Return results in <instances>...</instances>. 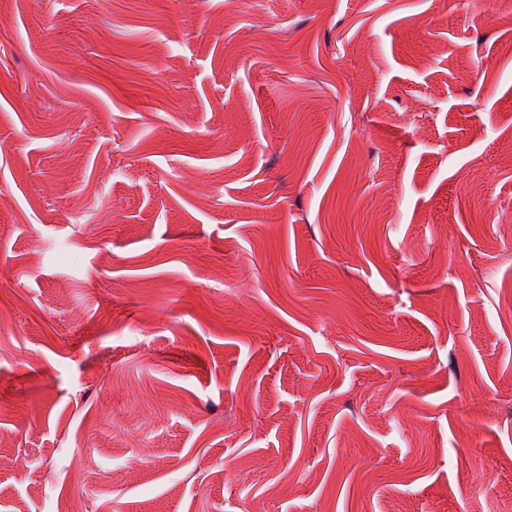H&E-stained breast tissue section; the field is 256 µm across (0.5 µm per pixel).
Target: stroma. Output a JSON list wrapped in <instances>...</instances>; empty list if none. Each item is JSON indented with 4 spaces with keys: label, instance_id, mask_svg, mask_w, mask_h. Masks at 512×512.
Masks as SVG:
<instances>
[{
    "label": "stroma",
    "instance_id": "1",
    "mask_svg": "<svg viewBox=\"0 0 512 512\" xmlns=\"http://www.w3.org/2000/svg\"><path fill=\"white\" fill-rule=\"evenodd\" d=\"M79 488L512 512V0H0V512Z\"/></svg>",
    "mask_w": 512,
    "mask_h": 512
}]
</instances>
